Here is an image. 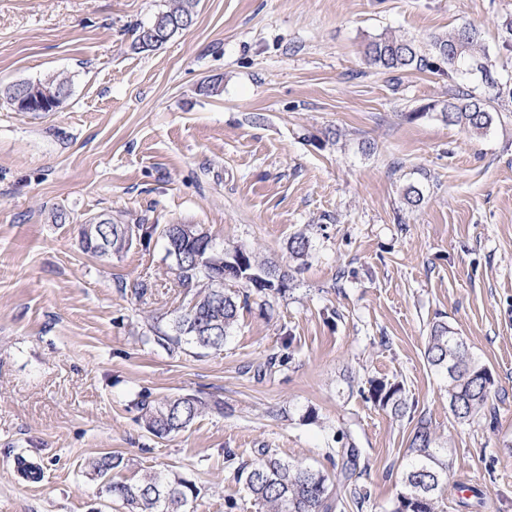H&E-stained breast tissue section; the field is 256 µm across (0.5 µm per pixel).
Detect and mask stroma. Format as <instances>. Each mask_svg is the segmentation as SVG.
Wrapping results in <instances>:
<instances>
[{"instance_id": "obj_1", "label": "stroma", "mask_w": 512, "mask_h": 512, "mask_svg": "<svg viewBox=\"0 0 512 512\" xmlns=\"http://www.w3.org/2000/svg\"><path fill=\"white\" fill-rule=\"evenodd\" d=\"M173 5L0 0V512H127L84 471L105 453L127 479L191 481L196 512H265L226 452L332 477L344 437L371 498L342 489L337 512H393L420 416L450 451L438 512H512V102L474 135L430 110L447 77L364 55L384 32L425 43L470 24L511 72L512 0H199L188 29L136 50ZM56 76L59 110L9 104L12 84ZM103 213L198 225L288 270V287L251 293L222 348L168 352L148 337L190 296L160 237L84 253L80 227ZM439 321L493 374L467 422L424 359ZM374 380L400 383L411 414L376 404ZM146 395L207 407L159 438L139 421Z\"/></svg>"}]
</instances>
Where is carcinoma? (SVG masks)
<instances>
[{
  "mask_svg": "<svg viewBox=\"0 0 512 512\" xmlns=\"http://www.w3.org/2000/svg\"><path fill=\"white\" fill-rule=\"evenodd\" d=\"M198 0H175V6L161 12L166 18H193ZM367 61L380 69L394 72L428 71L448 78V101L426 110L439 109L441 118L464 129L480 133L492 121L491 103L507 97L512 100V76L496 68L481 45L477 29L462 25L446 35L436 36L424 49L415 41L387 32L379 34L365 47ZM478 75L489 91L482 97L460 82L466 75ZM159 233L166 243L180 241L176 224H104L97 238L80 232L82 248L98 257H110L118 238L133 240L134 236L152 237ZM188 251L202 250V261L194 263L186 256L175 262L174 271L179 287L196 292L194 303L176 317L170 331L156 330L153 340L170 351L185 345L219 349L238 320L242 301L236 293L216 287L215 272L225 269L223 262L237 263L224 281L242 283L258 292H280L288 288V271L260 261L249 250L239 247L231 253L217 250L212 239L203 247L185 243ZM428 365L445 375L448 382V406L457 407L454 416L462 421L479 415L488 399L494 380L489 369L464 348L462 337L446 323L432 326L425 349ZM370 397L397 417L411 411L400 384L373 381ZM205 403L197 397L182 396L163 401L141 402V419L149 432L157 437L168 436L189 425L203 412ZM410 460L400 477L395 512H436L438 498L448 477V457L445 449L436 447L430 422L417 419L408 448ZM341 462L340 475L346 482L357 476L360 468L359 449L350 443L332 449ZM260 458L240 463L236 479L244 490L261 503L267 512H331L339 507L336 485L324 473L290 464L268 448L259 450ZM126 468L124 457L107 453L85 462L90 476L103 482L109 498L121 502L131 512H186L189 502L197 498V487L178 476L160 473L145 475L136 483L116 477Z\"/></svg>",
  "mask_w": 512,
  "mask_h": 512,
  "instance_id": "obj_1",
  "label": "carcinoma"
}]
</instances>
